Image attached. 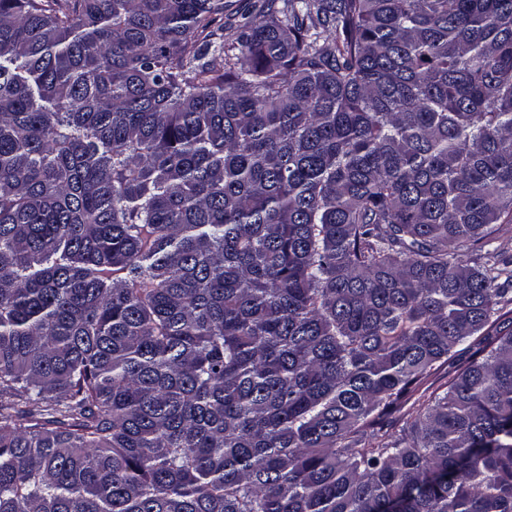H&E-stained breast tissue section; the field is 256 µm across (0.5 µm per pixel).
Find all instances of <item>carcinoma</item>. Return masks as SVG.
<instances>
[{"label":"carcinoma","mask_w":512,"mask_h":512,"mask_svg":"<svg viewBox=\"0 0 512 512\" xmlns=\"http://www.w3.org/2000/svg\"><path fill=\"white\" fill-rule=\"evenodd\" d=\"M501 224L512 0H0V512H512Z\"/></svg>","instance_id":"cac0c4a2"}]
</instances>
